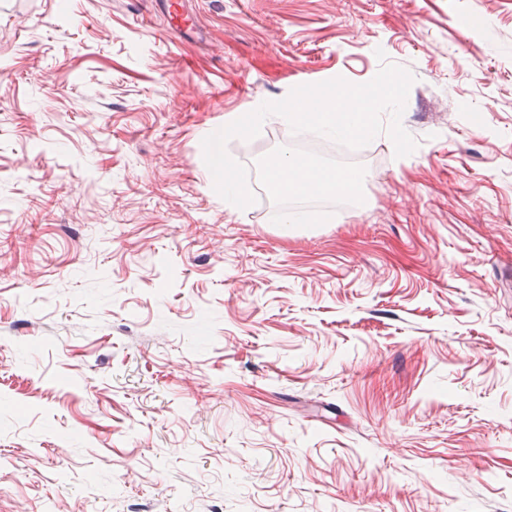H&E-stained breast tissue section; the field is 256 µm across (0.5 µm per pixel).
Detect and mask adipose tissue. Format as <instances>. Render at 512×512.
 I'll return each instance as SVG.
<instances>
[{
	"mask_svg": "<svg viewBox=\"0 0 512 512\" xmlns=\"http://www.w3.org/2000/svg\"><path fill=\"white\" fill-rule=\"evenodd\" d=\"M270 182L288 195H307L325 191L352 192L359 180L357 173H317L307 161L292 157L280 161L269 173Z\"/></svg>",
	"mask_w": 512,
	"mask_h": 512,
	"instance_id": "obj_1",
	"label": "adipose tissue"
}]
</instances>
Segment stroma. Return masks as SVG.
Instances as JSON below:
<instances>
[{
    "instance_id": "stroma-1",
    "label": "stroma",
    "mask_w": 512,
    "mask_h": 512,
    "mask_svg": "<svg viewBox=\"0 0 512 512\" xmlns=\"http://www.w3.org/2000/svg\"><path fill=\"white\" fill-rule=\"evenodd\" d=\"M166 2L0 0V512H512V0ZM385 61L412 154L216 194ZM359 180L357 173H316L309 163L292 157L281 160L269 173V181L288 195H307L325 191L352 192Z\"/></svg>"
}]
</instances>
